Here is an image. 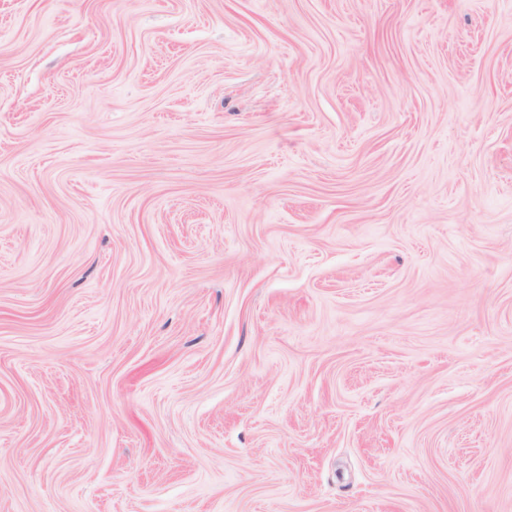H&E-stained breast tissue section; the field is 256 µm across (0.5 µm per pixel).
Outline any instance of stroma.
Wrapping results in <instances>:
<instances>
[{"instance_id": "35a3bbf8", "label": "stroma", "mask_w": 512, "mask_h": 512, "mask_svg": "<svg viewBox=\"0 0 512 512\" xmlns=\"http://www.w3.org/2000/svg\"><path fill=\"white\" fill-rule=\"evenodd\" d=\"M0 512H512V0H0Z\"/></svg>"}]
</instances>
